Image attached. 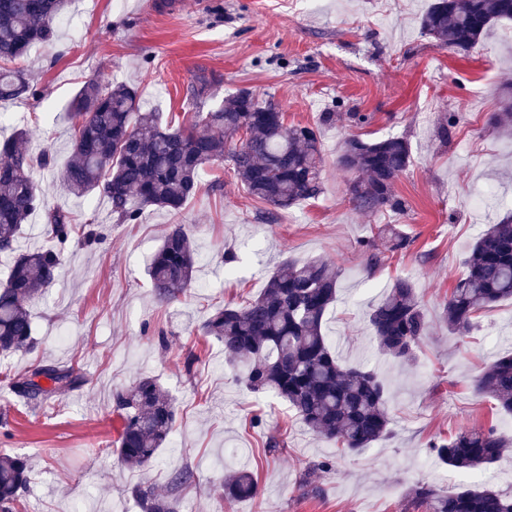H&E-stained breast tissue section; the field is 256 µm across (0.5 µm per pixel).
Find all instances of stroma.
Instances as JSON below:
<instances>
[{"label": "stroma", "instance_id": "35a3bbf8", "mask_svg": "<svg viewBox=\"0 0 512 512\" xmlns=\"http://www.w3.org/2000/svg\"><path fill=\"white\" fill-rule=\"evenodd\" d=\"M165 2L72 0L57 38L35 46L25 62L40 99L0 101V141L26 128L34 151L56 158L55 167L34 172L48 208L103 235L90 247L67 246L58 281L29 304L33 351L0 359V456L27 457L31 467L17 512H73L81 501L89 512H139L129 494L137 483L176 497L180 512H425L409 499L418 483L444 494L487 484L512 493V455L470 473L430 452L465 427L512 434V417L473 386L512 353V302L481 312L465 338L450 335L442 320L477 236L508 213L495 202L473 211L474 189L491 186L512 199V131L489 124L512 85V21L495 24L460 54L423 34L421 17L433 0H180L173 9ZM202 73L215 81L212 104L246 89L273 100L286 124L318 128L319 196L277 210L252 199L227 164H216L181 211L150 208L128 224L103 197L64 190L67 112L85 81L133 85L146 108L186 124L187 90ZM325 112L335 113V123L321 124ZM350 112L368 115V123L351 125ZM447 116L454 123L445 129ZM350 136L410 142L412 163L395 184L405 212L353 208L347 188L355 174L336 163ZM171 224L188 228L198 271L194 288L166 304L154 296L148 266ZM390 227L409 237L408 249L371 262L360 241H382ZM317 258L340 271L325 316L338 359L375 370L390 397L389 437L345 456L335 441L309 434L285 401L247 390L223 344L201 332L214 307L245 305L282 263ZM398 278L412 281L430 323L409 365L378 351L367 319ZM34 363L74 366L83 382L30 406L4 375ZM142 375L157 379L175 403V442L160 449L156 464L132 470L115 452L121 420L113 396ZM272 437L281 448H268ZM231 452L253 472L257 497L221 498ZM325 460L332 469L309 471V463ZM186 466L193 482L174 486L173 475ZM305 478L318 494H301Z\"/></svg>", "mask_w": 512, "mask_h": 512}]
</instances>
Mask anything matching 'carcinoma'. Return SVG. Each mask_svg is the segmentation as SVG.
Masks as SVG:
<instances>
[{"label": "carcinoma", "mask_w": 512, "mask_h": 512, "mask_svg": "<svg viewBox=\"0 0 512 512\" xmlns=\"http://www.w3.org/2000/svg\"><path fill=\"white\" fill-rule=\"evenodd\" d=\"M68 0H0V62L30 54L55 36L54 24ZM496 20L512 21V0H434L421 20L423 33L456 52L474 49ZM41 92L26 69L0 66V101L36 100ZM249 90L224 99L207 111L198 108L188 126L175 127L156 112H144L138 91L124 82L91 78L70 104L71 152L61 181L77 198L97 194L120 222L137 221L150 207L178 212L199 191L198 175L224 161L234 178L261 202L288 209L322 191L320 135L310 126L285 124L281 112ZM29 131L18 130L0 143V253L11 259L0 286V357L28 352L34 346L29 301L58 278L63 253L74 238L90 245L100 237L72 223L66 211L47 212L53 248L23 251V224L43 207L44 198L32 170L53 166L47 153L33 155ZM412 159L403 137L366 142L344 140L338 164L361 174L348 188L353 207L363 212L406 210L394 191ZM408 237L387 230V249L399 252ZM196 248L183 224H170L156 252L149 277L158 300L171 303L191 287ZM445 305L448 333L466 336L478 312L512 300V215L490 224L476 239ZM340 271L322 259L288 261L266 281L258 297L242 307H220L204 322L205 335L224 343V354L244 368L241 383L254 393H272L293 410L311 434L341 444L343 454L358 452L390 433L388 390L367 369L344 366L332 352L325 315L336 301ZM378 349L392 360L410 364L429 322L416 289L399 279L368 313ZM71 366L34 364L9 379L11 389L36 406L80 386ZM476 390L490 395L498 409L512 415V354L497 358L475 378ZM121 418L116 445L121 461L141 469L155 461L170 442L173 400L149 376L114 396ZM512 448V438L494 428H465L431 450L447 465L481 469ZM29 483L28 460L0 456V512H13ZM253 474L237 469L224 480L227 499L255 497ZM141 512H179L178 500L149 485L131 488ZM412 499L428 512H512V496L490 486L461 488L442 494L417 484Z\"/></svg>", "instance_id": "1"}]
</instances>
